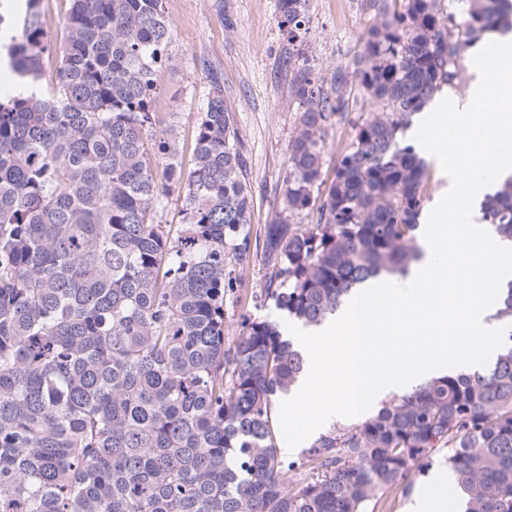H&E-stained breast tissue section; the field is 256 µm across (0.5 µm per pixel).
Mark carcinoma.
Instances as JSON below:
<instances>
[{
    "mask_svg": "<svg viewBox=\"0 0 512 512\" xmlns=\"http://www.w3.org/2000/svg\"><path fill=\"white\" fill-rule=\"evenodd\" d=\"M306 2L278 0L290 45ZM38 3L0 12L11 74L55 64L40 92L0 99V512H374L443 449L464 512H512V333L489 369L394 394L296 457L278 413L304 370L280 321L318 327L353 289L420 258L431 170L406 132L454 87L467 48L512 29L509 0H372L352 70L371 110L331 177L347 79L326 86L288 53L299 125L256 301L277 318L241 316L229 345L224 302L252 253V195L219 77L186 171L157 136L164 0H71L53 37ZM482 220L512 242V179Z\"/></svg>",
    "mask_w": 512,
    "mask_h": 512,
    "instance_id": "obj_1",
    "label": "carcinoma"
}]
</instances>
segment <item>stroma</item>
Wrapping results in <instances>:
<instances>
[{"mask_svg":"<svg viewBox=\"0 0 512 512\" xmlns=\"http://www.w3.org/2000/svg\"><path fill=\"white\" fill-rule=\"evenodd\" d=\"M166 11L173 60L159 74L155 109L172 115L168 137L176 141L183 164H190L194 122L206 103L212 76H219L247 167L252 229L260 231L280 210L288 144L298 130L297 103L289 93L294 72L283 65L288 43L277 24V0H166ZM373 18L368 0H308L303 46L310 63L325 78L344 73L351 89L348 109L329 135L330 167L350 145L357 122L367 112L351 73ZM241 276L237 293L224 305L228 340L238 335L242 315L254 313L265 269L253 258ZM443 463L439 456L413 463L406 495L381 500L375 512H412L416 493Z\"/></svg>","mask_w":512,"mask_h":512,"instance_id":"obj_1","label":"stroma"}]
</instances>
